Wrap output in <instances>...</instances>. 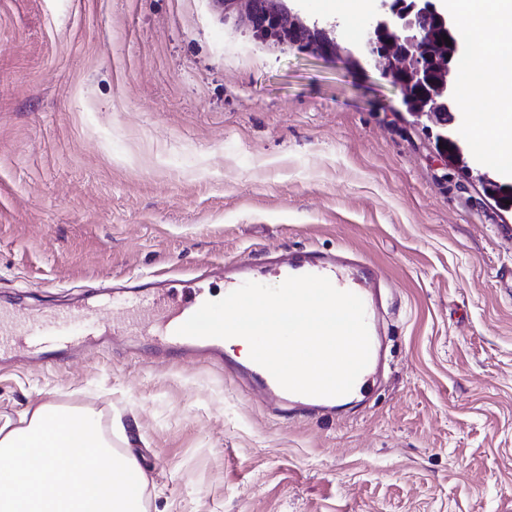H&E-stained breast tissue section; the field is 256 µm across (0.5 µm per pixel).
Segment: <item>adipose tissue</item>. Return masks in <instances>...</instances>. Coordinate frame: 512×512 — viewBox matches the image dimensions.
I'll use <instances>...</instances> for the list:
<instances>
[{
    "instance_id": "adipose-tissue-1",
    "label": "adipose tissue",
    "mask_w": 512,
    "mask_h": 512,
    "mask_svg": "<svg viewBox=\"0 0 512 512\" xmlns=\"http://www.w3.org/2000/svg\"><path fill=\"white\" fill-rule=\"evenodd\" d=\"M487 11L495 25L486 29V48L475 62L477 77L460 87L458 107L470 100L488 98L496 102L491 113H473L466 119L470 137L487 140L497 147L493 166L512 168V0H487Z\"/></svg>"
}]
</instances>
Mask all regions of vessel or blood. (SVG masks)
Listing matches in <instances>:
<instances>
[{"mask_svg":"<svg viewBox=\"0 0 512 512\" xmlns=\"http://www.w3.org/2000/svg\"><path fill=\"white\" fill-rule=\"evenodd\" d=\"M249 259L242 258L224 265V290L232 292L247 282ZM271 271L278 280L291 276L313 274L326 277L341 291L359 296L365 308L370 337V359L359 374L353 390L366 393L374 371L381 360L386 332L381 321L378 294L385 284L375 262L366 256L339 251L326 253L315 250L293 251L283 263H274ZM128 289L137 293L134 304L118 309L117 321L107 324L105 311L96 305H85L66 311H48L37 317H19L0 310V351L20 345L22 350L43 362L53 361L54 350L86 348L99 344L104 329L112 333L137 331L168 356L177 358L190 349H198L213 361L226 360L225 341L221 338H195L177 335L176 330L194 314L209 297L199 277L184 281L158 279L151 274L128 280ZM254 384L281 402V413L294 419L315 411H331L337 400L293 393L283 389L271 373L257 363L248 366Z\"/></svg>","mask_w":512,"mask_h":512,"instance_id":"vessel-or-blood-1","label":"vessel or blood"}]
</instances>
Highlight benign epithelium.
I'll use <instances>...</instances> for the list:
<instances>
[{
    "label": "benign epithelium",
    "mask_w": 512,
    "mask_h": 512,
    "mask_svg": "<svg viewBox=\"0 0 512 512\" xmlns=\"http://www.w3.org/2000/svg\"><path fill=\"white\" fill-rule=\"evenodd\" d=\"M263 6L283 30L294 25L307 35L316 32L285 9L282 0H264ZM447 24L451 26L453 22L447 21L432 0H412L409 4L379 0L361 49L366 64L398 86L407 112L441 127L455 121L453 60L461 45L455 41L443 50L434 49L431 29Z\"/></svg>",
    "instance_id": "7a95c632"
}]
</instances>
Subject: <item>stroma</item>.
Returning a JSON list of instances; mask_svg holds the SVG:
<instances>
[{
  "label": "stroma",
  "instance_id": "stroma-1",
  "mask_svg": "<svg viewBox=\"0 0 512 512\" xmlns=\"http://www.w3.org/2000/svg\"><path fill=\"white\" fill-rule=\"evenodd\" d=\"M339 51L213 0H0V307L304 247L396 288L366 405L288 422L146 337L0 362V423L87 413L147 512H512V212L352 54L377 0H285Z\"/></svg>",
  "mask_w": 512,
  "mask_h": 512
}]
</instances>
